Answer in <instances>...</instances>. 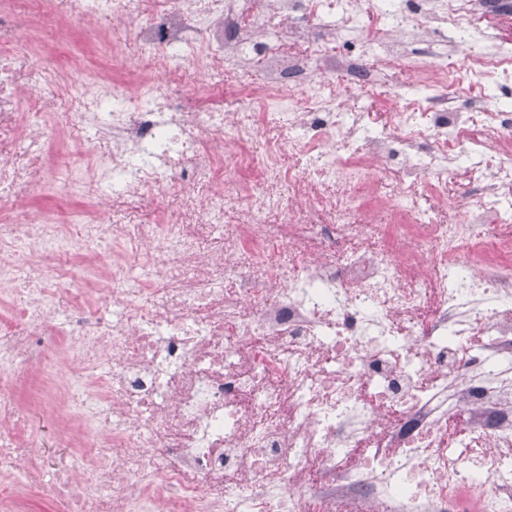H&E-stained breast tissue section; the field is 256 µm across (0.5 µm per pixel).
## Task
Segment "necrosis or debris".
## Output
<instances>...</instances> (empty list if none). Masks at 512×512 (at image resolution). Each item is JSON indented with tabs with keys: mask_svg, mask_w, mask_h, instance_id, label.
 I'll use <instances>...</instances> for the list:
<instances>
[{
	"mask_svg": "<svg viewBox=\"0 0 512 512\" xmlns=\"http://www.w3.org/2000/svg\"><path fill=\"white\" fill-rule=\"evenodd\" d=\"M407 2L0 0V512H512V0Z\"/></svg>",
	"mask_w": 512,
	"mask_h": 512,
	"instance_id": "obj_1",
	"label": "necrosis or debris"
}]
</instances>
